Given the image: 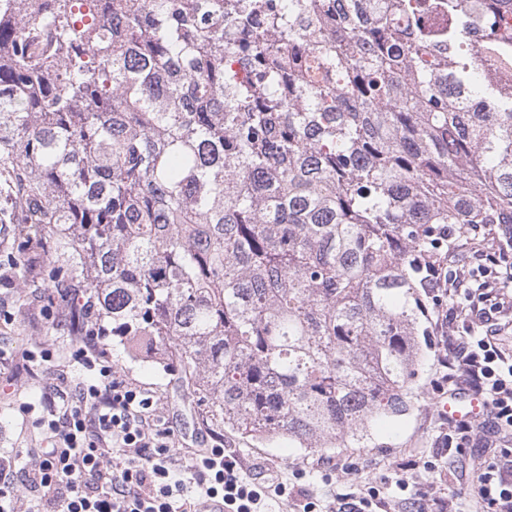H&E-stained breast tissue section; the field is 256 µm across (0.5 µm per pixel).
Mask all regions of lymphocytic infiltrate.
<instances>
[{
  "label": "lymphocytic infiltrate",
  "mask_w": 512,
  "mask_h": 512,
  "mask_svg": "<svg viewBox=\"0 0 512 512\" xmlns=\"http://www.w3.org/2000/svg\"><path fill=\"white\" fill-rule=\"evenodd\" d=\"M478 267L449 269L440 257L428 270L424 294L432 302L436 340L434 388L478 396L486 408L482 425L451 422L440 431V447L463 453L478 437L496 447L478 469L473 496L481 512H512V348L501 340L512 330V236L499 239ZM75 357L89 381L52 386L39 404L48 415L45 445L30 449L28 488L37 494V512H201L213 499L225 512H267V501L285 502L293 486L273 477L244 478L243 466L222 441L173 462L175 432L160 416L152 394L117 375L102 337L80 336ZM425 470L431 490L417 512H454L448 497L434 493L447 471L431 460L410 459L384 496L369 482L353 491L336 489L327 512H395L409 487L408 472Z\"/></svg>",
  "instance_id": "f902f5d3"
}]
</instances>
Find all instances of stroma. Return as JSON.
Wrapping results in <instances>:
<instances>
[{
    "mask_svg": "<svg viewBox=\"0 0 512 512\" xmlns=\"http://www.w3.org/2000/svg\"><path fill=\"white\" fill-rule=\"evenodd\" d=\"M47 288L26 285L14 279L10 287L0 286V452L11 455L17 466H26L28 449L41 444L36 414H23L24 403L39 400L47 385L80 381L83 370L72 358L75 343L70 334L57 329L59 307L48 301ZM42 352L43 361L26 364L23 350ZM423 364L413 382V406L401 417L378 422L372 427L373 439L365 448H339L310 453L284 444H268L233 430H225L224 446L238 455L247 475L272 474L284 482L301 480L304 488L328 503L329 488L320 466L323 460L343 464L336 480L371 482L388 487L398 463L413 454L438 455L434 440L443 424L436 405L439 396L432 388L435 350L424 346ZM112 364L130 381L149 390L160 410L172 417L182 437L176 442L179 456L192 448L191 436H205L210 427L203 422L191 401L177 387L172 376L160 367L158 350L127 354L122 346L111 349ZM482 446L467 448L464 454L441 456L451 474L442 487L445 495L457 499L463 512H472L470 500Z\"/></svg>",
    "mask_w": 512,
    "mask_h": 512,
    "instance_id": "stroma-1",
    "label": "stroma"
}]
</instances>
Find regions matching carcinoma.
Instances as JSON below:
<instances>
[{
  "label": "carcinoma",
  "instance_id": "1",
  "mask_svg": "<svg viewBox=\"0 0 512 512\" xmlns=\"http://www.w3.org/2000/svg\"><path fill=\"white\" fill-rule=\"evenodd\" d=\"M0 177L83 333L218 431L364 448L441 225L512 224V0H0Z\"/></svg>",
  "mask_w": 512,
  "mask_h": 512
}]
</instances>
